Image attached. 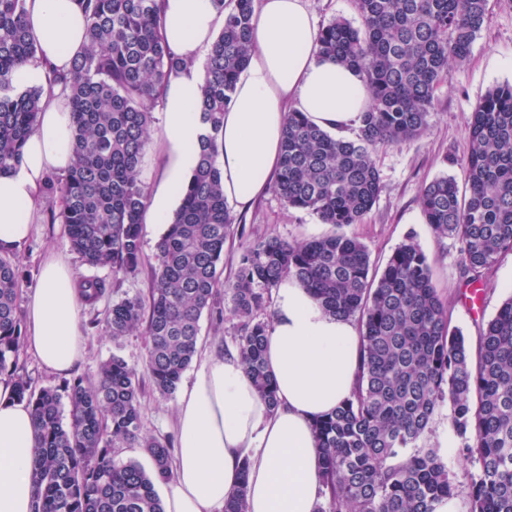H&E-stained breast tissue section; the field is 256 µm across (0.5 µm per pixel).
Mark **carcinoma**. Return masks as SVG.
Segmentation results:
<instances>
[{"instance_id": "carcinoma-1", "label": "carcinoma", "mask_w": 512, "mask_h": 512, "mask_svg": "<svg viewBox=\"0 0 512 512\" xmlns=\"http://www.w3.org/2000/svg\"><path fill=\"white\" fill-rule=\"evenodd\" d=\"M86 50L48 82L69 90L73 163L48 180L60 209L48 221L69 227V242L91 268L134 274L143 265L142 224L149 193L140 178L161 87L184 61L169 47L159 0H77ZM224 26L205 57L197 110L203 125L195 168L156 244L148 299L112 304L106 332L117 340L143 331L156 391L172 396L197 350L203 312L219 290L238 320L236 350L258 393L278 406L264 351L272 324L269 292L285 278L308 289L329 315L355 318L363 349L352 396L318 420L325 505L315 512H436L457 484L432 448L420 443L443 404L460 453L478 473L469 512H512V297L478 337L476 349L450 327V309L426 254L412 239L370 276L366 247L343 229L359 224L380 192L373 155L419 135L435 89L451 63L464 62L486 18L488 0H354L360 26L344 18L320 30L319 53L355 69L370 102L355 138H336L301 112H288L273 193L307 211L330 233L310 240L269 236L247 244L234 280L218 267L236 217L224 198L217 138L224 110L251 55L254 0H213ZM26 0H0V177L19 164L49 100L40 86L13 83L36 59ZM465 190L455 178L425 184L420 206L439 237L461 243L465 286L481 282L512 253V84L490 90L467 121ZM23 271L0 255V377L34 417V512H164L157 482L170 478L169 442L142 433V381L114 354L97 379L33 387L18 368L23 347L18 298ZM92 305L104 281L78 282ZM69 419L63 420L62 400ZM141 448L152 463L118 456ZM224 512H247L246 487Z\"/></svg>"}]
</instances>
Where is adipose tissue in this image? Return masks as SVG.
Masks as SVG:
<instances>
[{
  "mask_svg": "<svg viewBox=\"0 0 512 512\" xmlns=\"http://www.w3.org/2000/svg\"><path fill=\"white\" fill-rule=\"evenodd\" d=\"M161 6L164 37L187 66L163 88L164 170L150 198V224L167 223L174 192L196 162L203 63L224 23L213 0H161ZM26 9L43 59L25 65L16 81L40 86L44 63L66 70L83 53L86 23L75 0H27ZM318 34L304 0H255L250 63L219 138L226 200L246 206L268 192L289 110L336 131L366 109L364 83L351 68L319 57ZM72 159L70 99L58 88L20 164L0 178L1 253L30 237L47 175L67 170ZM82 304L67 256L48 255L28 302L24 346L52 373H69L85 355ZM361 351L353 320L326 314L295 280L283 281L264 353L277 408L259 396L237 353L203 359L177 402L180 445L162 489L165 512H221L242 484L248 512H313L321 481L312 425L350 397ZM34 455L32 409L0 379V512H33Z\"/></svg>",
  "mask_w": 512,
  "mask_h": 512,
  "instance_id": "adipose-tissue-1",
  "label": "adipose tissue"
}]
</instances>
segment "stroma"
Returning <instances> with one entry per match:
<instances>
[{
	"instance_id": "35a3bbf8",
	"label": "stroma",
	"mask_w": 512,
	"mask_h": 512,
	"mask_svg": "<svg viewBox=\"0 0 512 512\" xmlns=\"http://www.w3.org/2000/svg\"><path fill=\"white\" fill-rule=\"evenodd\" d=\"M512 83V0H489V18L477 35L468 60L448 68L436 91L434 107L422 133L402 144L380 151L376 164L380 172L379 196L362 223L348 227L367 248L372 272L383 270L394 250L407 239H415L428 258L433 280L451 310V326L462 332L468 344H475L479 331L494 317L501 304L512 296V253L504 255L479 288V312L471 314L462 302L463 266L460 243L452 237H437L421 214L420 192L425 183L448 175L464 182L463 160L469 150L466 119L481 98L496 85ZM224 250L223 277L237 270L242 245L276 235L287 240L312 239L330 232L308 212L287 209L274 193L239 212ZM165 227H143L145 270L136 274H113L111 269L93 270L72 254L64 224L40 222L31 238L17 252L26 273L19 293L20 305L37 285L41 264L50 252L69 255L75 275L83 279L98 276L106 283L104 296L84 305L79 329L86 341V355L73 369V376L96 378L101 363L119 354L138 371H145L147 338L134 333L112 340L105 320L112 304L129 297H146L150 281L147 268L155 263V246ZM176 397L156 393L144 382L141 396L142 432L148 436L177 440L174 418Z\"/></svg>"
}]
</instances>
